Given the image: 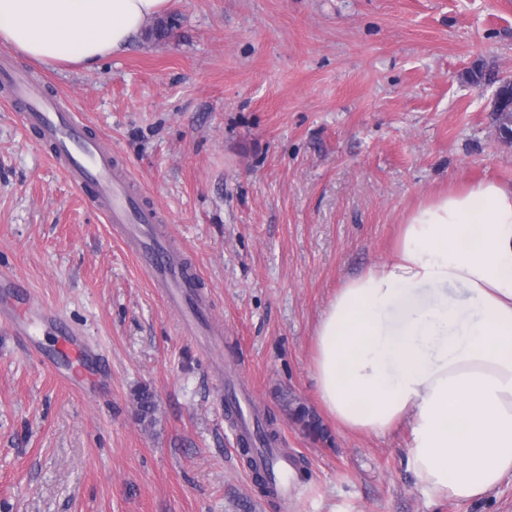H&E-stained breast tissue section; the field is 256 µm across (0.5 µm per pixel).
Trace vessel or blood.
Returning a JSON list of instances; mask_svg holds the SVG:
<instances>
[{
  "mask_svg": "<svg viewBox=\"0 0 512 512\" xmlns=\"http://www.w3.org/2000/svg\"><path fill=\"white\" fill-rule=\"evenodd\" d=\"M11 84L13 98L23 103L22 121L35 129L49 149V157L69 183L81 193L90 195L106 223L114 225L139 265L163 288L169 305L179 314L183 329L204 327L210 312L200 288L197 270L174 248L170 237L161 231L160 214L144 203L131 188L132 177L118 174L104 139L91 132L77 113L61 107L56 98L18 70L8 53L0 54V82ZM48 312L34 295H26L0 313L8 321L14 335H28L31 323ZM57 355L68 359L70 368L62 377L69 384L82 385L86 373L98 362L92 348L78 343L74 331L60 327ZM269 475L272 490L282 499L294 498L298 485H285L293 465L281 450L269 448L260 460Z\"/></svg>",
  "mask_w": 512,
  "mask_h": 512,
  "instance_id": "vessel-or-blood-1",
  "label": "vessel or blood"
}]
</instances>
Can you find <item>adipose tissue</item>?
<instances>
[{"label": "adipose tissue", "instance_id": "1", "mask_svg": "<svg viewBox=\"0 0 512 512\" xmlns=\"http://www.w3.org/2000/svg\"><path fill=\"white\" fill-rule=\"evenodd\" d=\"M172 0H0V46L92 69ZM322 409L344 428L407 422L411 463L469 500L512 476V183L483 179L418 203L392 256L348 277L313 334Z\"/></svg>", "mask_w": 512, "mask_h": 512}]
</instances>
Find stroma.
Returning a JSON list of instances; mask_svg holds the SVG:
<instances>
[{"label":"stroma","mask_w":512,"mask_h":512,"mask_svg":"<svg viewBox=\"0 0 512 512\" xmlns=\"http://www.w3.org/2000/svg\"><path fill=\"white\" fill-rule=\"evenodd\" d=\"M167 39L93 69L18 65L109 144L203 276L220 349L187 335L110 225L0 107V273L23 282L103 359L59 379L0 323V512H512L434 494L407 426L323 419L312 331L343 279L388 259L404 216L468 181L512 183L492 87L512 76V0H173ZM271 413L305 492L248 478L229 383ZM155 395L140 423L136 388Z\"/></svg>","instance_id":"obj_1"}]
</instances>
